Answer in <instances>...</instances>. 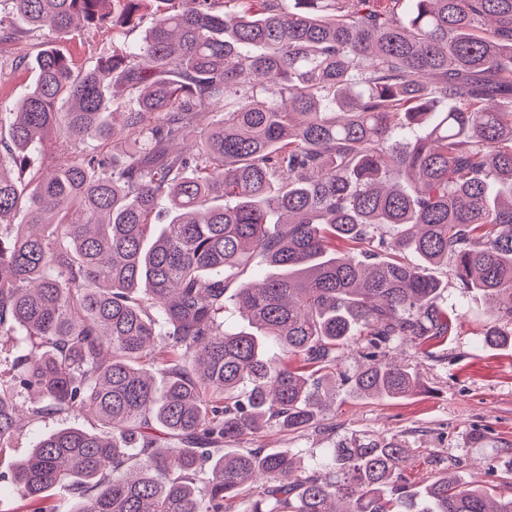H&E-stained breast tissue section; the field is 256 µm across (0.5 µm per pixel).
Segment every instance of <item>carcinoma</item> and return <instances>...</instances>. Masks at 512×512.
I'll return each mask as SVG.
<instances>
[{
    "mask_svg": "<svg viewBox=\"0 0 512 512\" xmlns=\"http://www.w3.org/2000/svg\"><path fill=\"white\" fill-rule=\"evenodd\" d=\"M153 16L141 42L124 29ZM0 44L112 26L83 69L54 48L0 112V450L78 414L11 476L13 512H512L401 435L314 468L250 448L326 417L322 393L428 391L392 360L452 335L433 274L494 303L512 343V0H0ZM220 111L190 152L198 114ZM428 130L409 138L420 125ZM66 151L43 169L31 149ZM29 170L23 180L17 174ZM258 258L273 268L239 280ZM239 280L237 288L229 285ZM247 322L228 330L224 312ZM273 343L277 359L265 357ZM361 364L340 372L344 350ZM227 444L244 445L224 452Z\"/></svg>",
    "mask_w": 512,
    "mask_h": 512,
    "instance_id": "obj_1",
    "label": "carcinoma"
}]
</instances>
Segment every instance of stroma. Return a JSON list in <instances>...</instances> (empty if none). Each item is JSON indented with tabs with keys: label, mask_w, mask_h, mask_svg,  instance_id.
<instances>
[{
	"label": "stroma",
	"mask_w": 512,
	"mask_h": 512,
	"mask_svg": "<svg viewBox=\"0 0 512 512\" xmlns=\"http://www.w3.org/2000/svg\"><path fill=\"white\" fill-rule=\"evenodd\" d=\"M37 38L24 37L0 46V106L9 107L27 92L33 72L28 60L37 51ZM53 45L84 67L112 50V29L87 27L79 35L54 40ZM447 304L462 303L465 314L453 336L436 343L428 358L413 348H397L402 363L416 367L430 387L428 393L398 400H366L340 390L325 426L302 433L266 431L255 446L287 452L313 466L319 449L332 439L351 434L370 437L404 435L417 455L404 474L416 485L431 476L430 461L438 456L458 460L453 473L466 484L492 487L497 477L512 470V348L482 345L480 332L489 324L490 304L463 294L449 284ZM88 427L83 417H54L26 427L11 448L0 453V512L13 505L10 476L44 434L66 426Z\"/></svg>",
	"instance_id": "stroma-1"
}]
</instances>
